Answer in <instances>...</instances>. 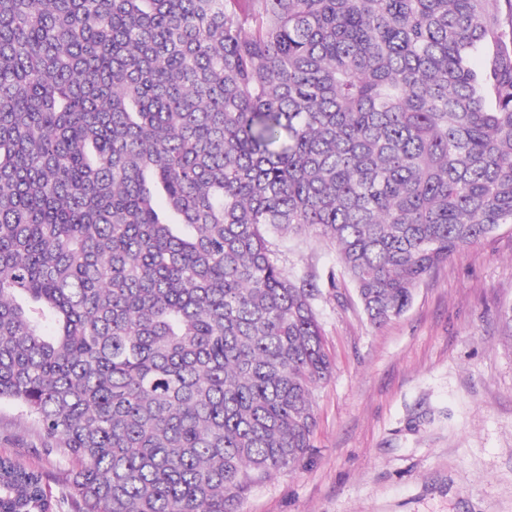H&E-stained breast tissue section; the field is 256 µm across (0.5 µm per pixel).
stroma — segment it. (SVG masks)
Wrapping results in <instances>:
<instances>
[{
  "instance_id": "1",
  "label": "stroma",
  "mask_w": 512,
  "mask_h": 512,
  "mask_svg": "<svg viewBox=\"0 0 512 512\" xmlns=\"http://www.w3.org/2000/svg\"><path fill=\"white\" fill-rule=\"evenodd\" d=\"M280 267L321 290L333 370L313 392L312 449L254 487L237 512H512V224L452 254L376 327L336 249L267 234ZM45 472L73 512L66 463L43 455L18 409L0 404V455Z\"/></svg>"
}]
</instances>
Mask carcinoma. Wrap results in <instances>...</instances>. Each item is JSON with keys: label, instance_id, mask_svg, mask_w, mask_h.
<instances>
[{"label": "carcinoma", "instance_id": "carcinoma-1", "mask_svg": "<svg viewBox=\"0 0 512 512\" xmlns=\"http://www.w3.org/2000/svg\"><path fill=\"white\" fill-rule=\"evenodd\" d=\"M512 224V0H0V401L76 512H234L331 372L266 232L369 321ZM0 512H53L0 456Z\"/></svg>", "mask_w": 512, "mask_h": 512}]
</instances>
